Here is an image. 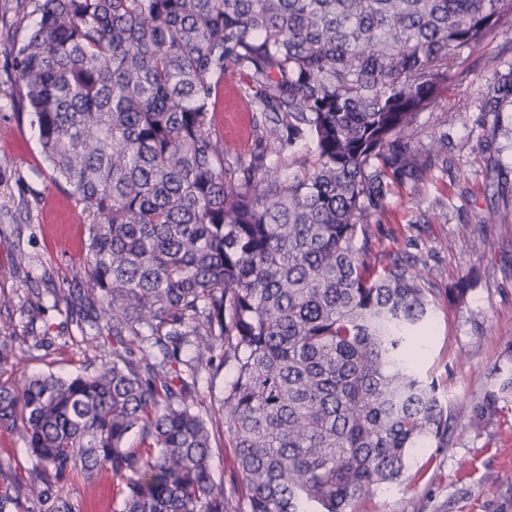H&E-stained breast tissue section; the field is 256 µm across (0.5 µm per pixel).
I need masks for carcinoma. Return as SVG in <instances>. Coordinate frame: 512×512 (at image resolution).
Segmentation results:
<instances>
[{
  "label": "carcinoma",
  "instance_id": "cac0c4a2",
  "mask_svg": "<svg viewBox=\"0 0 512 512\" xmlns=\"http://www.w3.org/2000/svg\"><path fill=\"white\" fill-rule=\"evenodd\" d=\"M31 2L5 47L17 102L89 217L72 275L88 289L57 302L112 351L16 377L0 338V430L39 464L26 481L0 472V512L23 497L82 512L72 484L103 471L113 512H354L401 480L413 449L448 437V410L414 370L429 269L377 261L369 225L393 186L448 165V136L417 145L413 125L512 24V0ZM230 72L253 112L247 155L216 120ZM507 106L512 67L483 111ZM217 362L229 492L197 390ZM498 373L475 425L512 402V337ZM215 419L217 421L216 443L219 448H214L212 466L216 479L220 477L224 480V486L230 488L235 481V459L233 448L229 446L228 438L222 439V420L221 415L216 411Z\"/></svg>",
  "mask_w": 512,
  "mask_h": 512
}]
</instances>
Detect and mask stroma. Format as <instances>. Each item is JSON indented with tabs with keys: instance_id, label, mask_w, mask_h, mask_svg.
Masks as SVG:
<instances>
[{
	"instance_id": "1",
	"label": "stroma",
	"mask_w": 512,
	"mask_h": 512,
	"mask_svg": "<svg viewBox=\"0 0 512 512\" xmlns=\"http://www.w3.org/2000/svg\"><path fill=\"white\" fill-rule=\"evenodd\" d=\"M28 0H0V336L18 347L32 336L50 337L48 350L16 366L33 371L82 370L98 349L76 340L75 327L53 305L55 290L70 288L71 272L84 260L89 218L68 188L55 186L38 133L12 103L14 73L5 46L33 22ZM512 62V25L496 29L468 60L458 82L443 88L433 111L420 115L416 142L448 136V166L418 184L394 188L389 208L370 231L376 250L415 257L432 271L434 311L416 371L433 382L456 425L446 443L416 449L402 481L385 484L363 498L355 512H512V406L482 425L470 423L478 397L512 336V223L490 224L494 210L512 205V176H496V161L512 162V112L494 115L481 105L500 64ZM244 79L224 78L217 117L224 146L247 153L255 144L252 114L243 102ZM31 265L14 266L16 250ZM464 301H455L459 284ZM72 493L83 512H111L117 495L111 478L76 481Z\"/></svg>"
}]
</instances>
